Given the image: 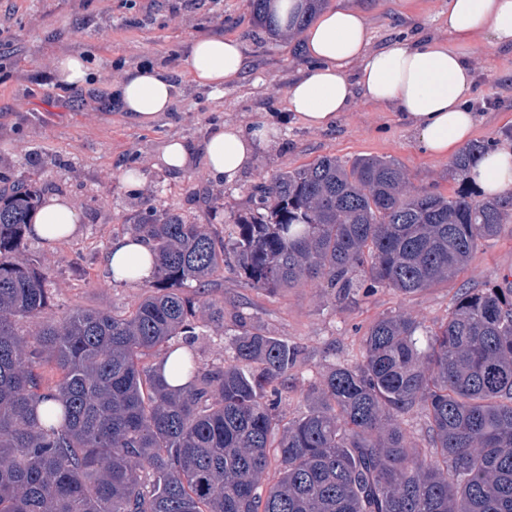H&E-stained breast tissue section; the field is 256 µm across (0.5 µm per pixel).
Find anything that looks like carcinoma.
<instances>
[{
  "instance_id": "carcinoma-1",
  "label": "carcinoma",
  "mask_w": 512,
  "mask_h": 512,
  "mask_svg": "<svg viewBox=\"0 0 512 512\" xmlns=\"http://www.w3.org/2000/svg\"><path fill=\"white\" fill-rule=\"evenodd\" d=\"M495 143L454 159L448 196L378 156L281 171L254 187L226 239L151 208L130 229L151 247L155 280L120 315L46 317L48 274L15 259L39 187L0 175V512H512L509 276L461 289L432 330L402 313L377 319L361 360L333 365L288 422L278 409L297 348L244 330L230 364L202 367L193 349L199 314L224 319L204 288L227 251L269 294L317 279L339 298L412 294L461 274L512 223V195L485 199L466 180ZM192 283L203 291L184 295ZM174 354L176 388L161 374ZM48 401L57 407L38 414ZM414 413L426 448L407 434Z\"/></svg>"
}]
</instances>
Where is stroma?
I'll list each match as a JSON object with an SVG mask.
<instances>
[{
	"mask_svg": "<svg viewBox=\"0 0 512 512\" xmlns=\"http://www.w3.org/2000/svg\"><path fill=\"white\" fill-rule=\"evenodd\" d=\"M324 5L359 8L375 49L403 37L448 42L473 65L469 105L479 114L475 140L497 138L512 128V47L475 48L450 35L448 0H324ZM209 35L241 39L250 58L242 79L219 91L194 83L185 68L190 42ZM67 53L88 58L93 74L88 86L57 84L51 63ZM142 64L166 70L177 87L171 111L148 128L108 101L112 84ZM308 66L299 36L278 40L248 0H0V172L30 177L43 195L70 199L81 216L77 237L51 244L27 240L25 257L39 260L49 275L50 316L77 308L120 314L138 304L147 284L113 283L105 254L148 207L209 225L220 235L248 209L255 184L325 156L391 157L405 166L414 187L445 194L456 188L448 161L422 153L405 123L383 108L355 101L327 130L283 121L287 88ZM259 117L276 123V140L234 183L213 180L201 163L189 174L154 165L170 138L195 145L210 128ZM126 167L142 169L138 188L123 181ZM510 272L512 224L485 242L458 277L408 295L381 288L343 300L322 281L270 295L245 286L228 254L209 285L211 298L224 305V321L201 327L198 357L205 365L231 358L238 315L246 317L248 328L298 346L301 359L279 407L284 420H293L306 411L308 387L320 384L331 365L359 361L364 333L383 314L402 312L434 328L446 320L460 288Z\"/></svg>",
	"mask_w": 512,
	"mask_h": 512,
	"instance_id": "35a3bbf8",
	"label": "stroma"
}]
</instances>
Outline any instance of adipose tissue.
<instances>
[{
  "instance_id": "1",
  "label": "adipose tissue",
  "mask_w": 512,
  "mask_h": 512,
  "mask_svg": "<svg viewBox=\"0 0 512 512\" xmlns=\"http://www.w3.org/2000/svg\"><path fill=\"white\" fill-rule=\"evenodd\" d=\"M448 31L465 41L486 39L512 46V0H448ZM301 44L313 65L289 84L287 100L293 118L308 128L334 126L360 97L394 110L429 156L454 158L471 140L478 123L468 104L473 70L468 59L448 44L401 39L371 49L367 19L351 7L320 11L303 31ZM185 64L197 83L219 90L239 81L249 61L241 42L206 36L192 41ZM175 95L168 73L150 65L129 71L109 90L120 111L146 127L170 111ZM275 135L276 127L269 122L227 123L211 130L196 151L183 140H170L155 165L187 173L200 157L212 179L230 184ZM469 178L485 196L512 193V148L501 146L476 157ZM80 222L73 203L53 195L34 214L31 228L42 237L55 226L72 238L79 233ZM106 265L113 282L127 285L148 282L155 271L150 246L132 234L112 241Z\"/></svg>"
}]
</instances>
